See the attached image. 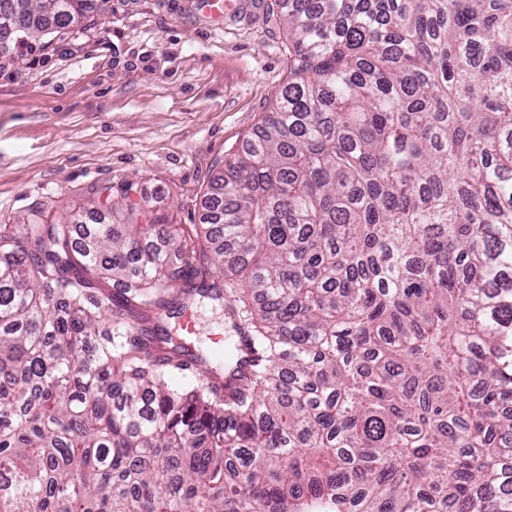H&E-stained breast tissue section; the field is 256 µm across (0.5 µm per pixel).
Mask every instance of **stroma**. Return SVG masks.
Here are the masks:
<instances>
[{
  "label": "stroma",
  "mask_w": 512,
  "mask_h": 512,
  "mask_svg": "<svg viewBox=\"0 0 512 512\" xmlns=\"http://www.w3.org/2000/svg\"><path fill=\"white\" fill-rule=\"evenodd\" d=\"M89 19L44 49L0 57V224L78 207L108 217L91 187L126 181L166 223H202L209 183L288 81V33L265 0L223 21L198 0H93ZM206 349L233 331L194 302Z\"/></svg>",
  "instance_id": "1"
}]
</instances>
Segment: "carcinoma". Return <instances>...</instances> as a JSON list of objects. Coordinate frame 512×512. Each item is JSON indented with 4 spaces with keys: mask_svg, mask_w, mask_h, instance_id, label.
Here are the masks:
<instances>
[{
    "mask_svg": "<svg viewBox=\"0 0 512 512\" xmlns=\"http://www.w3.org/2000/svg\"><path fill=\"white\" fill-rule=\"evenodd\" d=\"M52 2L0 0L9 44L91 0ZM266 22L290 77L204 224L122 183L113 224L0 227V512H512V0ZM172 290L259 363L156 343Z\"/></svg>",
    "mask_w": 512,
    "mask_h": 512,
    "instance_id": "carcinoma-1",
    "label": "carcinoma"
}]
</instances>
